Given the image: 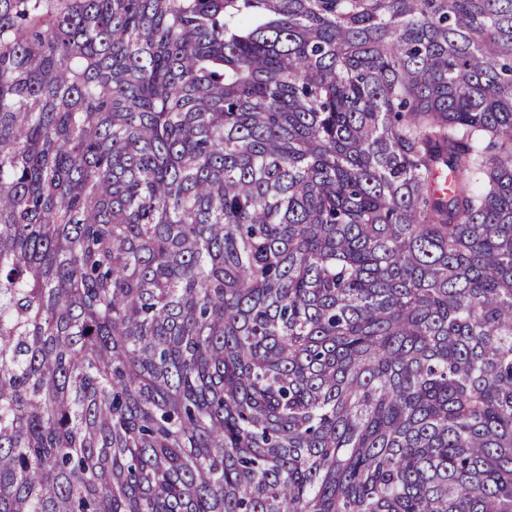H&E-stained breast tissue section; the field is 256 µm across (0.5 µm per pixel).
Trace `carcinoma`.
<instances>
[{"label": "carcinoma", "instance_id": "1", "mask_svg": "<svg viewBox=\"0 0 512 512\" xmlns=\"http://www.w3.org/2000/svg\"><path fill=\"white\" fill-rule=\"evenodd\" d=\"M0 512H512V0H0Z\"/></svg>", "mask_w": 512, "mask_h": 512}]
</instances>
